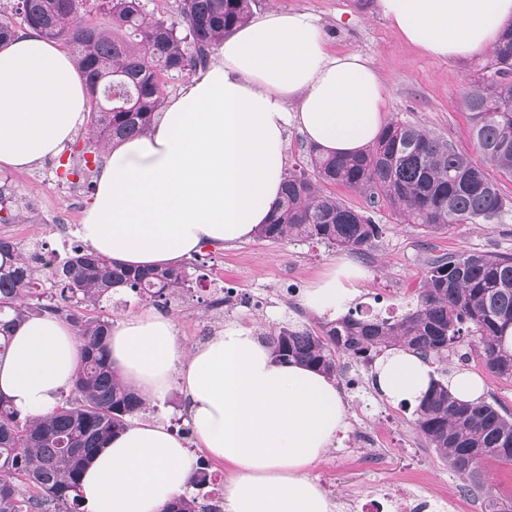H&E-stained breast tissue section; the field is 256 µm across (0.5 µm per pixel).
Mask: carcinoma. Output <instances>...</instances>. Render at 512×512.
<instances>
[{
  "label": "carcinoma",
  "mask_w": 512,
  "mask_h": 512,
  "mask_svg": "<svg viewBox=\"0 0 512 512\" xmlns=\"http://www.w3.org/2000/svg\"><path fill=\"white\" fill-rule=\"evenodd\" d=\"M83 2L14 0L11 11L27 27L70 47L90 95L89 134L103 148L145 134L163 103L166 80L206 66L211 49L250 18L255 0H179L174 18L147 11L143 0H96L104 24L78 21ZM465 105L480 160L395 117L360 154L324 156L309 147L312 172H288L278 209L258 236L324 243L358 254L370 250L383 234L382 225L324 192V183L353 190L370 209L386 206L396 220L427 231L504 219L512 202L485 166L512 177V27L468 82ZM24 220L21 202L0 186V224ZM190 276L184 267L133 270L80 248L55 259L45 279L18 243L0 238V360L7 356L11 328L30 315L65 318L81 353L69 396L59 399L53 413L22 417L0 395V512H48L52 505L76 512L86 464L145 407L110 362V323L75 313L68 302L96 306L123 289L166 306ZM45 280L52 295L33 308L28 297ZM511 325L512 253L462 252L429 262L416 304L401 316L364 317L350 310L319 333L281 325L265 343L275 358L334 379L340 353L368 365L400 348L433 363L448 359L471 333L487 370L507 380L512 349L503 344V332ZM413 421L469 493L485 490L486 463H512V413L495 402L460 401L435 379L413 410ZM166 512L212 510L194 496H182Z\"/></svg>",
  "instance_id": "carcinoma-1"
}]
</instances>
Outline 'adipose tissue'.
<instances>
[{"label":"adipose tissue","instance_id":"1","mask_svg":"<svg viewBox=\"0 0 512 512\" xmlns=\"http://www.w3.org/2000/svg\"><path fill=\"white\" fill-rule=\"evenodd\" d=\"M410 45L461 60L495 48L512 0H377ZM217 58L166 101L150 130L104 151L78 234L94 252L139 268L179 263L204 248L249 240L281 200L289 127L328 154L371 146L387 100L377 68L335 54L317 19L271 9L218 46ZM88 110L74 56L30 30L0 47V170L58 156ZM364 271L334 264L305 289L309 312L336 320ZM111 360L149 405L179 386L197 444L233 469L223 512H330L308 475L345 427L344 400L323 374L276 360L254 329L230 325L183 346L153 309L114 319ZM80 361L72 326L26 319L0 361V393L21 413L53 412ZM432 366L402 350L382 354L370 386L383 401L417 405ZM195 464L182 435L159 421L113 435L80 477L86 512H165Z\"/></svg>","mask_w":512,"mask_h":512}]
</instances>
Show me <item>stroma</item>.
<instances>
[{
  "mask_svg": "<svg viewBox=\"0 0 512 512\" xmlns=\"http://www.w3.org/2000/svg\"><path fill=\"white\" fill-rule=\"evenodd\" d=\"M273 7L314 15L332 52L360 54L378 68L390 113L475 156L463 93L469 78L489 60V52L459 61L431 56L405 42L377 12L374 0H256L252 11L259 14ZM92 145L82 127L59 157L23 170H0V184H6L32 207L30 219L0 224V237L14 240L26 251L40 244L52 257L80 245L77 237L68 243L61 240L53 223L62 217L69 224H81L94 192L82 178L61 180L57 168L70 154ZM373 218L383 225L384 233L362 255L318 243H272L255 238L228 248L203 249L193 261L212 286L235 295L237 307L225 316V323L251 327L262 334L289 322L321 331L325 318L303 309L299 299L311 282L341 258L366 271L355 306L361 313L388 317L403 314L415 304L431 257L459 252L512 253V216L481 226L454 224L432 233L397 223L384 206L374 211ZM208 289L194 285L164 308V315L176 324L180 342L202 340L200 327L212 317ZM458 351L464 356L463 366L482 378L485 397L496 398L512 410V379L489 373L474 350L473 337H465ZM339 365L336 386L346 403L347 426L341 439L310 470L325 491L332 512H361L360 502L378 484L409 490L427 501L429 512H512V464H486L488 493H463L459 476L427 447L416 430L411 410L380 401L369 386V372L363 365L344 355ZM182 401L180 391L172 390L164 406H147L138 418L168 424L185 437L190 453L198 458L202 452L182 412ZM367 427L379 429L384 437L379 450L383 464L377 470L364 466V451L354 447L355 436Z\"/></svg>",
  "mask_w": 512,
  "mask_h": 512,
  "instance_id": "obj_1",
  "label": "stroma"
}]
</instances>
